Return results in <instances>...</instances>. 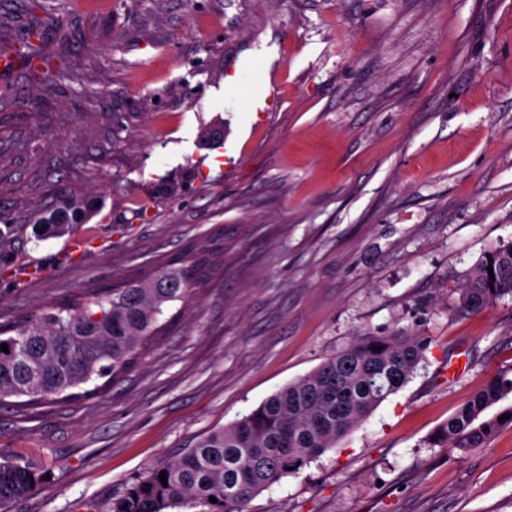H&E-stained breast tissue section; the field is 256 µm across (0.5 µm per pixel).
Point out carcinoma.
Segmentation results:
<instances>
[{"mask_svg": "<svg viewBox=\"0 0 512 512\" xmlns=\"http://www.w3.org/2000/svg\"><path fill=\"white\" fill-rule=\"evenodd\" d=\"M39 36L34 20L20 44L22 56L36 50ZM84 213L83 202L63 196L43 227L50 233L77 224ZM223 251L218 244L200 251L190 246L149 275L111 288H84L36 314L0 322V345L9 348L0 350V406L20 398V411L27 412L57 401L97 398L141 364L161 335L159 316L173 303L189 301ZM507 295L512 296V243L487 250L477 261L461 289L457 313L481 312ZM429 344L406 331L356 337L231 425L200 436L178 457L113 495L107 512H175L182 507L246 512L251 499L334 447L401 390ZM510 394L512 368L466 400L431 435V443L462 450L482 447L500 428L512 425V407L483 418ZM504 413L511 418L498 421ZM44 484L45 472L33 461L0 448V512L43 490Z\"/></svg>", "mask_w": 512, "mask_h": 512, "instance_id": "obj_1", "label": "carcinoma"}]
</instances>
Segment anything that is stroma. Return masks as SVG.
I'll return each instance as SVG.
<instances>
[{"instance_id": "stroma-1", "label": "stroma", "mask_w": 512, "mask_h": 512, "mask_svg": "<svg viewBox=\"0 0 512 512\" xmlns=\"http://www.w3.org/2000/svg\"><path fill=\"white\" fill-rule=\"evenodd\" d=\"M0 81V322L140 276L188 244L224 264L99 398L0 407L47 472L11 512L113 494L365 332L430 337L410 382L250 512H512V426L429 437L512 367V298L456 307L512 242V0H42ZM84 223L45 233L60 197Z\"/></svg>"}]
</instances>
